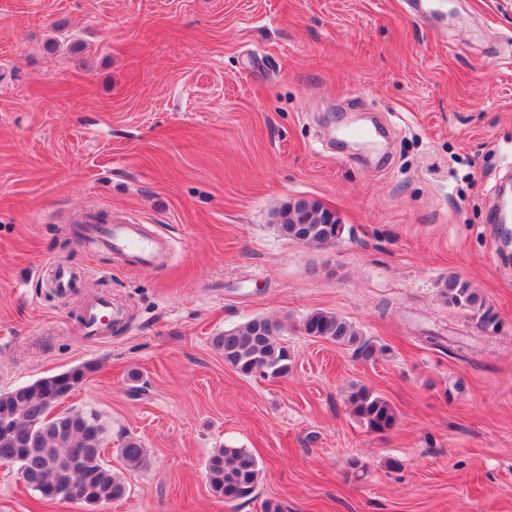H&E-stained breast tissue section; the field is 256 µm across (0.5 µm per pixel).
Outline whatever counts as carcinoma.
Masks as SVG:
<instances>
[{"mask_svg":"<svg viewBox=\"0 0 512 512\" xmlns=\"http://www.w3.org/2000/svg\"><path fill=\"white\" fill-rule=\"evenodd\" d=\"M319 209L320 203L305 198L290 202L279 214L278 233L313 246L343 236L345 225L317 223ZM440 294L445 303L471 311L484 328L496 326V315L468 282L450 277ZM302 330L338 346H353L365 361L383 352L351 321L333 312L309 313ZM281 331L278 322L256 316L213 337V344L238 373L277 379L288 375L292 363L290 349L280 341ZM92 371V366L83 365L0 392V460L22 459L28 488L45 503L63 499L74 487L81 490L82 502L90 506L120 500L127 493L124 479L103 459L104 427L98 414L93 410L52 414L48 409L49 396L74 391ZM348 404L371 432L384 433L396 424L391 403L366 387L351 391ZM117 454L126 470L147 464L146 448L134 437L124 440ZM261 474L257 458L246 448H217L207 460L210 490L228 503L250 499Z\"/></svg>","mask_w":512,"mask_h":512,"instance_id":"cac0c4a2","label":"carcinoma"}]
</instances>
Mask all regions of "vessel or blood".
<instances>
[{
    "instance_id": "obj_1",
    "label": "vessel or blood",
    "mask_w": 512,
    "mask_h": 512,
    "mask_svg": "<svg viewBox=\"0 0 512 512\" xmlns=\"http://www.w3.org/2000/svg\"><path fill=\"white\" fill-rule=\"evenodd\" d=\"M87 237L95 248L120 255L127 264L136 267H164L171 250L167 238L148 234L144 225L126 219L92 224ZM84 279L82 270L58 267L54 270L52 281L59 294L67 295L80 288ZM122 319V313L113 309L111 297L98 295L85 303L80 331L88 342L95 343L109 335L113 324Z\"/></svg>"
}]
</instances>
